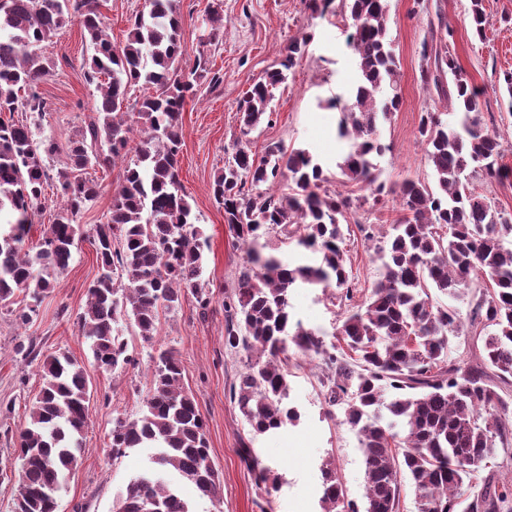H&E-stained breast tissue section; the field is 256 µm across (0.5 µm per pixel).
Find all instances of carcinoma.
<instances>
[{"instance_id":"cac0c4a2","label":"carcinoma","mask_w":512,"mask_h":512,"mask_svg":"<svg viewBox=\"0 0 512 512\" xmlns=\"http://www.w3.org/2000/svg\"><path fill=\"white\" fill-rule=\"evenodd\" d=\"M353 31L348 46L357 77L340 107L339 136L348 148L338 164L343 182L385 196L376 158L390 150L380 127L401 103L399 71L389 38L387 0H343ZM76 20L92 55L85 72L100 93L95 116L68 139L66 162L51 173L57 142L34 119L48 112L36 91L51 68L35 48ZM468 24L485 33L482 0H471ZM224 17L204 19V39L220 34ZM421 45V82L453 112L455 123L430 110L418 127L434 185L406 180L397 195L404 216L377 247L379 278L364 301L336 328L340 345L295 322L289 291L299 283L336 288L352 299L351 270L340 243L353 210L350 195L322 189L321 166L305 149L279 142L257 156L238 140L214 177L212 193L236 241L246 248L235 289L224 297L225 344L246 353L231 401L255 435L276 433L299 420L288 403V347L322 358L334 372L328 404L358 436L365 462V504L345 500L336 472L323 471V512H399L402 477H408L417 512H460L483 463L512 447V406L480 367L461 366L448 354L467 326L483 343L484 364L499 383L512 384V221L470 188L472 179L509 175L501 163V134L483 126L480 90L449 51L454 30L441 10L428 21ZM305 36L289 42L280 67L255 81L240 105V131L249 135L272 116L273 90L307 53ZM211 73L199 53L181 65L176 0H145L125 42L112 44L100 0H0V211L14 219L0 226V304L22 325L31 322L56 275L65 271L83 237L95 249L98 274L90 284L79 332L91 341L98 368L118 371L133 362L119 323L144 342L155 339L161 315L177 311L186 295L202 305L203 232L179 193L180 122L194 82ZM144 93L131 97L134 87ZM30 115L33 121L14 118ZM126 165L105 221L83 233L77 216L100 192L89 170ZM58 202L39 245L26 244L42 212L45 187ZM290 240L319 255V264L292 267L269 243ZM485 292L470 298L473 281ZM439 293L448 302L436 301ZM23 298L15 300L16 295ZM467 305L462 310L461 305ZM42 384L16 439L19 461L14 512H57L62 478L81 464L88 419L89 381L66 352L39 366ZM153 446V467L132 477L113 512H192L181 480L215 498L220 475L211 465L206 424L183 383L177 354L153 358L142 415L112 421V458ZM512 485L484 481L471 492L468 512H512Z\"/></svg>"}]
</instances>
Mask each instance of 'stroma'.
Masks as SVG:
<instances>
[{"mask_svg":"<svg viewBox=\"0 0 512 512\" xmlns=\"http://www.w3.org/2000/svg\"><path fill=\"white\" fill-rule=\"evenodd\" d=\"M389 37L399 61L402 103L381 129L390 149L377 158L379 179L386 187L404 180L432 181V169L417 129L424 109L445 111L433 101L420 81L421 44L429 36L428 21L443 12L455 29L449 49L482 89L479 109L487 128L501 134L502 162L509 175L500 181L479 183L478 189L512 218V97L503 75L512 72V0H483L486 36L473 37L463 18L470 0H387ZM181 42L186 62L205 52L218 83L195 84L182 114L179 181L198 217L207 245L203 278L211 299L200 306L186 297L176 313L162 316L155 343L148 344L130 326L121 332L136 362L112 374L92 364L89 341L78 332V317L87 301V289L98 273L96 253L89 241L74 248L68 268L40 303L29 325H18L0 307V512H11L17 495L19 463L12 435L24 426L29 407L41 386L37 362L17 354L19 341H33L40 356L68 352L87 366L91 392L88 421L83 432L81 465L67 476L59 512H112L117 492L138 475L152 454L133 448L113 458L109 434L113 417H139L149 390L150 366L161 349H171L184 369L183 382L198 400L206 420L210 454L222 483V496H199L191 483L180 486L193 512H321L322 468L331 466L347 500L365 502V464L358 437L339 417L328 416L325 397L328 371L314 356L296 354L288 363L289 402L300 413L297 424L276 435H253L229 389L244 358L224 345V296L232 291L246 259L224 222L211 184L240 136L239 105L253 81L278 64L291 39L311 35L305 56L274 91L272 121L248 137L255 154L272 141L291 149L308 150L328 177V191L344 190L354 198L342 246L355 279V301H362L379 276L375 245L382 232L402 217L396 196L374 204L370 190L341 185L338 162L347 144L337 133L340 111L327 107L332 98H346L355 79V63L347 45L351 21L344 8L323 14L312 12L308 0H177ZM221 5L224 28L210 45L200 43L202 20L212 5ZM42 56L54 63L50 76L37 87L49 110L42 121L45 134L66 146L74 126L90 120L98 92L84 73L92 54L78 22H70L53 41L43 43ZM122 166L96 169L92 178L101 185L96 200L78 217L84 228L106 215ZM350 300V301H353ZM349 300L333 289L302 284L293 288L290 311L305 328L333 343L336 327ZM251 449L276 483L272 490L259 485L243 457Z\"/></svg>","mask_w":512,"mask_h":512,"instance_id":"stroma-1","label":"stroma"}]
</instances>
